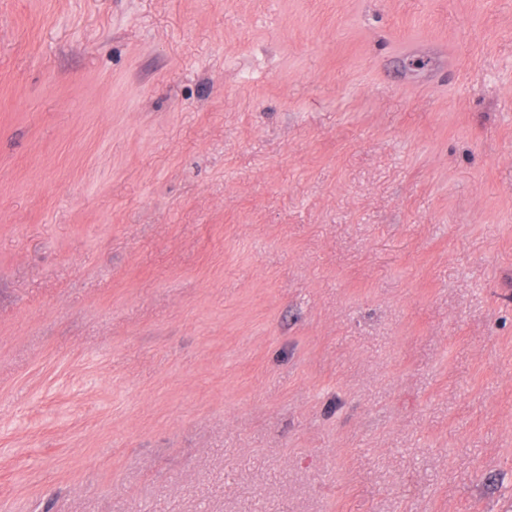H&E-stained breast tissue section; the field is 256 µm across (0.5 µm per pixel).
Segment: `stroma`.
<instances>
[{
  "instance_id": "1",
  "label": "stroma",
  "mask_w": 512,
  "mask_h": 512,
  "mask_svg": "<svg viewBox=\"0 0 512 512\" xmlns=\"http://www.w3.org/2000/svg\"><path fill=\"white\" fill-rule=\"evenodd\" d=\"M0 512H512V0H0Z\"/></svg>"
}]
</instances>
